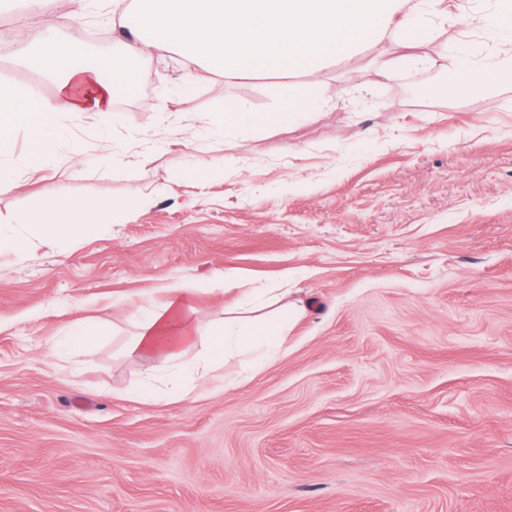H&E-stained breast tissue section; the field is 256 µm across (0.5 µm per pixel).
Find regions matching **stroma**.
Instances as JSON below:
<instances>
[{
	"label": "stroma",
	"instance_id": "35a3bbf8",
	"mask_svg": "<svg viewBox=\"0 0 512 512\" xmlns=\"http://www.w3.org/2000/svg\"><path fill=\"white\" fill-rule=\"evenodd\" d=\"M499 8L454 0L449 55L491 57L492 29L458 16ZM411 52L390 79L398 48L369 43L317 82L293 75L322 107L276 127L228 136L219 115L279 111L278 75L195 81L167 55L138 66L159 86L148 101L58 115L54 167L15 131L0 238L25 248L0 249V512H512V82L436 99L441 62ZM185 124L206 131L199 149ZM60 195L130 208L61 237L45 218ZM174 281L200 286L192 360L231 297L284 288L304 308L236 387L138 401L125 345ZM77 320L95 335L73 350Z\"/></svg>",
	"mask_w": 512,
	"mask_h": 512
}]
</instances>
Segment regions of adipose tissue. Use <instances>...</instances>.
Here are the masks:
<instances>
[{"label":"adipose tissue","mask_w":512,"mask_h":512,"mask_svg":"<svg viewBox=\"0 0 512 512\" xmlns=\"http://www.w3.org/2000/svg\"><path fill=\"white\" fill-rule=\"evenodd\" d=\"M444 0H165L162 9L139 5L131 39L124 50L110 55L90 53L74 39L45 23L19 58L22 65L52 81L49 99L33 97L30 88L0 82V152L10 148L11 134L24 129L33 154L55 164V115L67 112L106 114L115 93L130 90V75L152 56L178 55L188 74L236 76L252 72L279 74L282 108L274 113L232 109L222 113L225 133L244 124L273 126L312 110L290 77L317 78L326 60L352 58L357 47L387 41L409 47L427 44L445 62L446 77L429 86L434 98H446L462 88L491 89L512 81V17L496 16L493 29L502 39L498 53L487 60L449 57L436 42L432 23L441 16ZM196 284L164 285L162 303L146 307L137 332L126 347L144 386L138 395L154 397L158 379L177 383L188 378L204 386L226 359L251 355L263 367L283 345L282 337L297 309L278 307L273 315H228L213 336L209 352L197 360L187 352L199 336Z\"/></svg>","instance_id":"ef3b65f1"}]
</instances>
